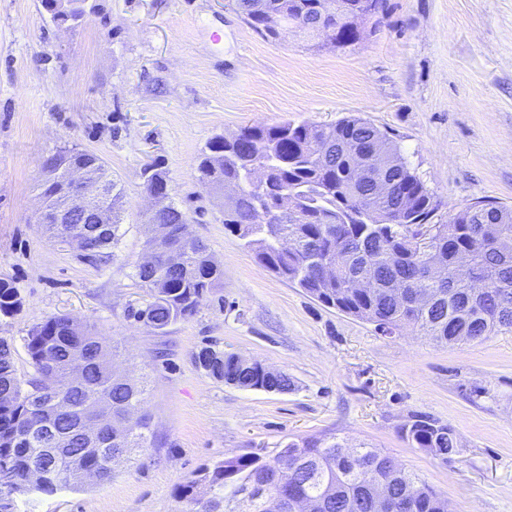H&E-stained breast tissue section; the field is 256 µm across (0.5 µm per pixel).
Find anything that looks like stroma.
<instances>
[{
    "label": "stroma",
    "mask_w": 512,
    "mask_h": 512,
    "mask_svg": "<svg viewBox=\"0 0 512 512\" xmlns=\"http://www.w3.org/2000/svg\"><path fill=\"white\" fill-rule=\"evenodd\" d=\"M58 30L42 0H0V279L22 301L0 338L22 379L29 331L67 315L117 344L143 382L156 444L111 479H85L18 512H190L179 489L225 457L333 439L389 454L448 512H512V332L439 345L385 336L267 269L224 227V198L196 159L215 135L357 114L388 131L433 194L434 223L480 201L512 206V0H386L351 46L257 32L234 0H88ZM98 154L123 190L108 261L50 238L31 215L40 165L64 147ZM160 162L192 236L223 271L195 313L156 333L135 267L151 234L142 170ZM288 373L285 393L249 391L193 363L203 344ZM417 415L448 424L442 462L399 432Z\"/></svg>",
    "instance_id": "1"
}]
</instances>
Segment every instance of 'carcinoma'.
<instances>
[{"label":"carcinoma","mask_w":512,"mask_h":512,"mask_svg":"<svg viewBox=\"0 0 512 512\" xmlns=\"http://www.w3.org/2000/svg\"><path fill=\"white\" fill-rule=\"evenodd\" d=\"M348 9L377 17L384 0H344ZM237 10L256 30L273 40L283 20H294L325 44L347 47L357 38L336 28L323 0H235ZM360 155L361 162L354 160ZM200 182L234 184L240 194L224 201V226L255 251L260 263L302 288L323 305L375 325L384 335L413 326L439 344L483 342L512 331V208L478 202L433 224V196L407 162L399 145L369 121L346 116L332 125L306 122L245 127L240 136L212 137L197 162ZM144 182L168 188L159 164L144 169ZM148 223L169 224L168 244L181 251L182 265L137 266L136 276L150 300L128 316L162 333L192 315L223 271L204 243L186 232L188 218L176 206L149 213ZM51 236H81L85 225L47 224ZM119 225L85 246L104 253L118 240ZM471 264L472 278L485 284L475 296L455 277L460 260ZM368 278L372 287L351 284ZM21 306L18 291L0 279V314ZM36 377L17 375L14 350L0 339V473L11 490L0 493V512H13L14 497L35 492L53 496L71 486L64 473L90 469L96 478L112 477L127 449L154 445L150 418L140 411L144 390L121 380L112 369L116 349L94 330L71 317L52 316L25 339ZM85 360L80 381L69 380L73 355ZM208 376L241 389L288 392L287 373L271 374L258 361L203 347L193 354ZM30 389H24V385ZM83 418H97L109 433L91 445L81 437ZM401 435L444 461L459 453L453 429L429 416H415ZM69 444L72 453L45 452ZM379 478L403 512H448L447 503L393 457L374 448L346 455L325 439L291 441L268 459L258 453L227 457L211 471L182 485V498L195 512H234L224 488L248 490L250 512H290L296 499L318 505V512H375L366 479Z\"/></svg>","instance_id":"cac0c4a2"}]
</instances>
